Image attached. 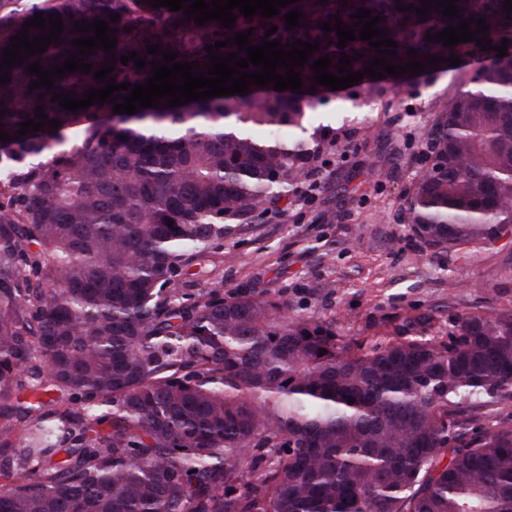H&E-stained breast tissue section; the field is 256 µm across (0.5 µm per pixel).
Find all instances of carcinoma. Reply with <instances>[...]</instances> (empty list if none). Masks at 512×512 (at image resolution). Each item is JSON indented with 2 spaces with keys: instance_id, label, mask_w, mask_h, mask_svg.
<instances>
[{
  "instance_id": "carcinoma-1",
  "label": "carcinoma",
  "mask_w": 512,
  "mask_h": 512,
  "mask_svg": "<svg viewBox=\"0 0 512 512\" xmlns=\"http://www.w3.org/2000/svg\"><path fill=\"white\" fill-rule=\"evenodd\" d=\"M17 2L0 0V52L39 12L64 30L0 84L11 137L0 141V512H512V423L497 419L512 402V310L459 316L447 343L426 338L422 313L388 341L352 346L273 296L169 287L280 187L317 189L318 147L299 134L329 89L311 81L312 64L327 55L335 74L340 53L358 52V72L376 55L366 41L336 46L317 23L337 13L357 34L361 8L384 17L395 65L410 49L427 74V54L482 60L484 81L457 91L427 132L434 164L403 223L444 257L512 231V57L426 40L482 17L497 44L512 35L505 0H458L460 18L430 10L425 22L397 9L420 0H297L273 18L234 8L232 30L153 0ZM295 7L304 18L288 30ZM96 18L118 29L116 49H93L90 73L30 90L26 66L62 64L75 24ZM273 26L269 42L321 41L297 68L299 93L251 85L132 115L52 100L104 87L93 72L112 57L107 77L142 84L151 66L122 56L160 61L146 50L157 43L203 68L206 46L249 28L257 45ZM38 105L60 127L13 140L40 122Z\"/></svg>"
}]
</instances>
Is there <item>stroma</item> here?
<instances>
[{
    "label": "stroma",
    "instance_id": "35a3bbf8",
    "mask_svg": "<svg viewBox=\"0 0 512 512\" xmlns=\"http://www.w3.org/2000/svg\"><path fill=\"white\" fill-rule=\"evenodd\" d=\"M477 62L470 54L355 104L332 96L318 105L313 199L281 187L279 212L233 225L179 287L198 292L219 282L274 295L292 313L334 321L343 341L368 345L421 312L433 320L431 338L444 342L463 314L512 310V237L448 262L401 219L425 166L426 134Z\"/></svg>",
    "mask_w": 512,
    "mask_h": 512
}]
</instances>
